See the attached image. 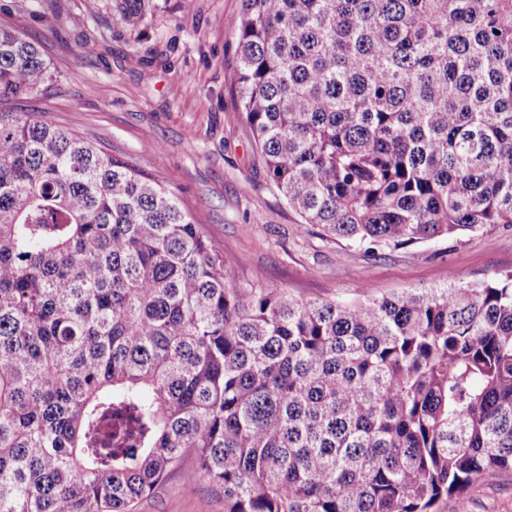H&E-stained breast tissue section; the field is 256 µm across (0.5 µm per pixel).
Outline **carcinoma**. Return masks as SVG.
<instances>
[{"mask_svg":"<svg viewBox=\"0 0 512 512\" xmlns=\"http://www.w3.org/2000/svg\"><path fill=\"white\" fill-rule=\"evenodd\" d=\"M271 185L369 250L512 225V0H243ZM42 48L0 28V102ZM433 512L512 470V272L341 303L238 276L179 195L0 108V512ZM134 512H224V490L200 482L187 491L183 472L175 471L152 494L139 500Z\"/></svg>","mask_w":512,"mask_h":512,"instance_id":"carcinoma-1","label":"carcinoma"}]
</instances>
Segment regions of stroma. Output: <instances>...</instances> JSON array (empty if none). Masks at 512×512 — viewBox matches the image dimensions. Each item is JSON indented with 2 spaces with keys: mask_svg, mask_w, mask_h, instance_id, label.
<instances>
[{
  "mask_svg": "<svg viewBox=\"0 0 512 512\" xmlns=\"http://www.w3.org/2000/svg\"><path fill=\"white\" fill-rule=\"evenodd\" d=\"M242 0H0V26L38 41L47 91L20 112L78 133L174 189L241 278L300 300L347 301L512 271V227L365 252L301 223L270 185L238 111ZM134 512H224V491L172 472ZM467 512H512V472L472 486Z\"/></svg>",
  "mask_w": 512,
  "mask_h": 512,
  "instance_id": "1",
  "label": "stroma"
}]
</instances>
